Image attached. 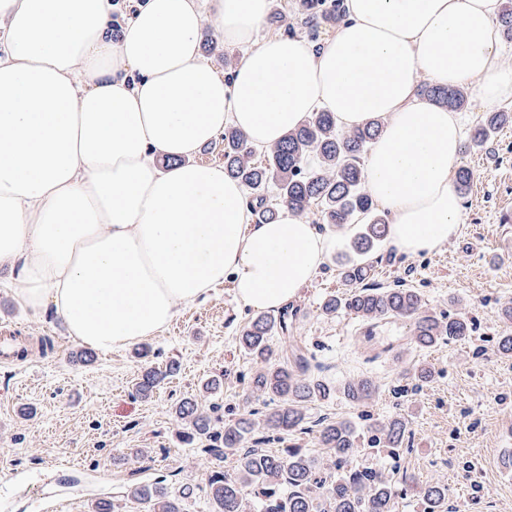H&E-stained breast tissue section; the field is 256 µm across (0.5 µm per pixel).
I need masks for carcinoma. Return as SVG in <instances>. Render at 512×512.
<instances>
[{
	"mask_svg": "<svg viewBox=\"0 0 512 512\" xmlns=\"http://www.w3.org/2000/svg\"><path fill=\"white\" fill-rule=\"evenodd\" d=\"M305 24L318 33L320 21H339L344 17L341 0L331 4L324 0H303ZM499 33L512 41V0H502L498 19ZM417 94L429 102L461 110L469 105L463 87L423 84ZM512 123L511 112H487L471 138L475 148L483 146L501 126ZM383 123L376 119L361 128L343 132L336 126L332 113L319 110L302 126L288 133L271 147L264 164L252 162V147L246 135L236 129L224 130V174L248 187L253 195L249 206L256 223L270 222L278 216L277 206L302 215L314 207L322 223L336 226L361 222L351 248L359 259L343 264L345 291L332 295L323 303V311H343L370 325L388 318H406L412 322L411 340L421 348H433L450 340L472 336L473 326L459 314H435L425 309L422 296L412 288H376L366 283L370 266L362 257L387 238L388 223L375 214L372 199L365 188L364 156L378 138ZM321 166L306 169L310 155ZM275 190V202L266 195ZM287 330L285 320L268 315L252 318L240 334V348L264 366L250 382V393L266 398L274 408L266 425L279 432L293 433L304 429L306 405L327 400L335 388L307 374L308 360L299 354L293 362L277 357L271 344L275 328ZM179 370L171 359L165 368L150 367L142 374L136 393L147 397L168 376ZM375 393L368 378L346 383L343 395L354 404ZM176 414L190 426L187 437L211 441L206 452L215 461L224 459V451L237 453L230 472L215 475L210 482V499L214 512H395L400 495L395 473L373 469L340 474L334 479L322 477L310 458L298 448L278 453L263 448H243L241 444L253 432L254 422L245 414L224 423V432H214L212 418L198 400L186 398ZM371 443L390 449L401 447L407 423L400 417L366 425ZM321 447L336 457V467L357 452L358 434L345 420H331L320 431ZM129 494L149 505L150 512H182L179 496L159 484L152 488L135 486ZM427 512H442L448 502V486L428 485L419 490Z\"/></svg>",
	"mask_w": 512,
	"mask_h": 512,
	"instance_id": "1",
	"label": "carcinoma"
}]
</instances>
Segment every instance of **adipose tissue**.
Here are the masks:
<instances>
[{
    "label": "adipose tissue",
    "instance_id": "1",
    "mask_svg": "<svg viewBox=\"0 0 512 512\" xmlns=\"http://www.w3.org/2000/svg\"><path fill=\"white\" fill-rule=\"evenodd\" d=\"M224 77L201 54L198 0H140L121 32L114 0H0V266L32 313L53 309L77 343L107 353L163 331L178 308L231 280L276 311L299 297L330 243L289 211L249 219L246 192L193 157L224 128L259 150L320 109L384 126L365 161L388 240L415 257L456 236V113L419 101L418 79L512 97L498 53L500 0H343L321 49L258 39L269 0H208Z\"/></svg>",
    "mask_w": 512,
    "mask_h": 512
}]
</instances>
